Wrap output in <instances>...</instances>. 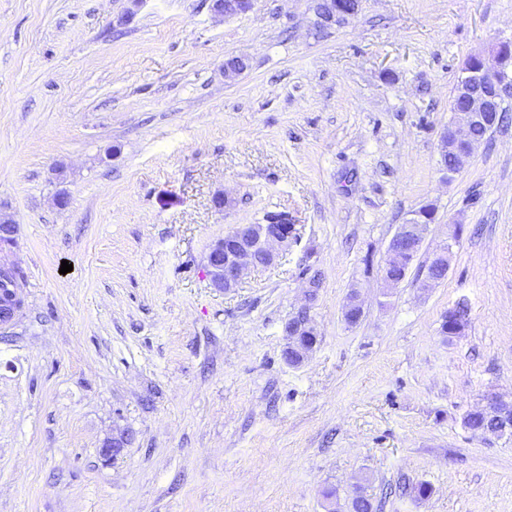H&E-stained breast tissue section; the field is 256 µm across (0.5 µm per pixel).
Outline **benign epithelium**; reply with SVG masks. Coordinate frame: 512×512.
<instances>
[{
	"mask_svg": "<svg viewBox=\"0 0 512 512\" xmlns=\"http://www.w3.org/2000/svg\"><path fill=\"white\" fill-rule=\"evenodd\" d=\"M254 0H212V9L226 17L244 14L252 9ZM358 8L344 3V0H325V7L318 13L321 23L343 24L356 16ZM474 66L463 71L451 102L453 121L440 145V155L453 153L452 167L442 166L448 174L456 173L471 157L480 142L472 138V128L478 123L494 124L500 111L503 97L512 92V48L498 43L488 49V56L471 57ZM428 225L419 216L398 227L393 239L405 243L406 248L387 253L379 271L385 287L396 288L404 276L392 275L391 267H407V257L415 255L423 242ZM294 225L288 217L281 215L269 224H247L236 228L222 238L215 240L207 256V274L213 288L229 292L242 281L252 268L251 256L258 252L270 265L276 258L272 245L288 246L294 239ZM458 225H448V245L434 257L435 264L451 263L453 247L458 240Z\"/></svg>",
	"mask_w": 512,
	"mask_h": 512,
	"instance_id": "7a95c632",
	"label": "benign epithelium"
}]
</instances>
